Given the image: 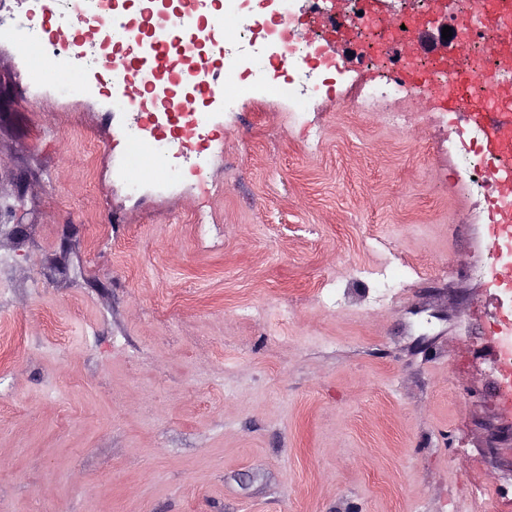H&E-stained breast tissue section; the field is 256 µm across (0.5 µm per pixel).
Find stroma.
I'll return each mask as SVG.
<instances>
[{
  "mask_svg": "<svg viewBox=\"0 0 512 512\" xmlns=\"http://www.w3.org/2000/svg\"><path fill=\"white\" fill-rule=\"evenodd\" d=\"M30 7L0 0V512H473L512 422L459 116L351 112L375 73L336 46L307 113L210 104L206 173L132 196L136 113L27 70ZM372 238L405 263L381 306Z\"/></svg>",
  "mask_w": 512,
  "mask_h": 512,
  "instance_id": "obj_1",
  "label": "stroma"
}]
</instances>
